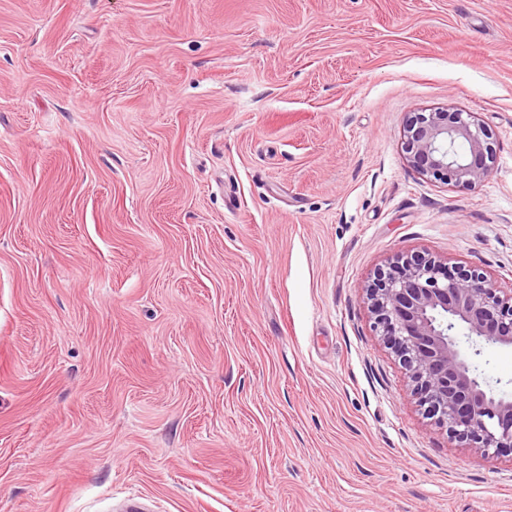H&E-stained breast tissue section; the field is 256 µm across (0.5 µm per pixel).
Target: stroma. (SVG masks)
<instances>
[{"label":"stroma","instance_id":"obj_1","mask_svg":"<svg viewBox=\"0 0 512 512\" xmlns=\"http://www.w3.org/2000/svg\"><path fill=\"white\" fill-rule=\"evenodd\" d=\"M416 253L512 286V0H0V512H512L373 328ZM413 112L403 134V149L408 164L418 173L440 181L475 186L491 172L494 149L484 126L470 114ZM459 145L462 154L456 153Z\"/></svg>","mask_w":512,"mask_h":512}]
</instances>
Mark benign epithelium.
Wrapping results in <instances>:
<instances>
[{
	"label": "benign epithelium",
	"instance_id": "obj_1",
	"mask_svg": "<svg viewBox=\"0 0 512 512\" xmlns=\"http://www.w3.org/2000/svg\"><path fill=\"white\" fill-rule=\"evenodd\" d=\"M403 149L421 175L470 187L494 160L485 127L446 109L411 113ZM366 291L374 330L407 371L428 418L487 455L512 451V396L482 377L478 362L485 346L512 348V290L422 253L393 259Z\"/></svg>",
	"mask_w": 512,
	"mask_h": 512
}]
</instances>
